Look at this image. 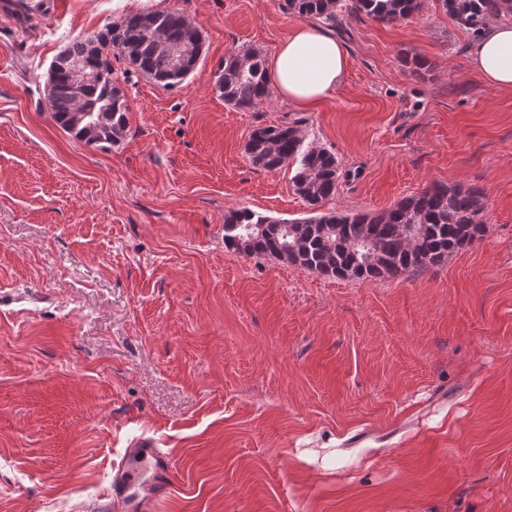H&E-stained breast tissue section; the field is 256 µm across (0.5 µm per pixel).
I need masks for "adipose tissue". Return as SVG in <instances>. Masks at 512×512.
I'll return each instance as SVG.
<instances>
[{
  "label": "adipose tissue",
  "instance_id": "ef3b65f1",
  "mask_svg": "<svg viewBox=\"0 0 512 512\" xmlns=\"http://www.w3.org/2000/svg\"><path fill=\"white\" fill-rule=\"evenodd\" d=\"M349 64L344 44L312 23L295 26L268 59V71L281 98L311 111L330 100ZM470 71L486 85L512 90V22L491 20L472 44Z\"/></svg>",
  "mask_w": 512,
  "mask_h": 512
}]
</instances>
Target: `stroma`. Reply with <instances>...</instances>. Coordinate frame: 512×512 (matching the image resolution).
I'll return each mask as SVG.
<instances>
[{
	"label": "stroma",
	"instance_id": "35a3bbf8",
	"mask_svg": "<svg viewBox=\"0 0 512 512\" xmlns=\"http://www.w3.org/2000/svg\"><path fill=\"white\" fill-rule=\"evenodd\" d=\"M112 2L0 0V512H115L109 473L137 440L177 470L155 512H512V90L469 72L475 34L438 0L347 19L331 101L243 112L213 91L225 54H271L300 17L127 0L180 11L204 46L174 88L124 83L129 129L102 149L56 124L45 85ZM288 117L337 157L327 208L477 186L488 232L364 282L225 250L227 211L311 214L294 167L244 150Z\"/></svg>",
	"mask_w": 512,
	"mask_h": 512
}]
</instances>
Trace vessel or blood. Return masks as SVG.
Instances as JSON below:
<instances>
[{"label": "vessel or blood", "mask_w": 512, "mask_h": 512, "mask_svg": "<svg viewBox=\"0 0 512 512\" xmlns=\"http://www.w3.org/2000/svg\"><path fill=\"white\" fill-rule=\"evenodd\" d=\"M174 481L170 456L151 443L136 441L126 448L122 464L113 467L108 497L119 512H153Z\"/></svg>", "instance_id": "obj_1"}]
</instances>
